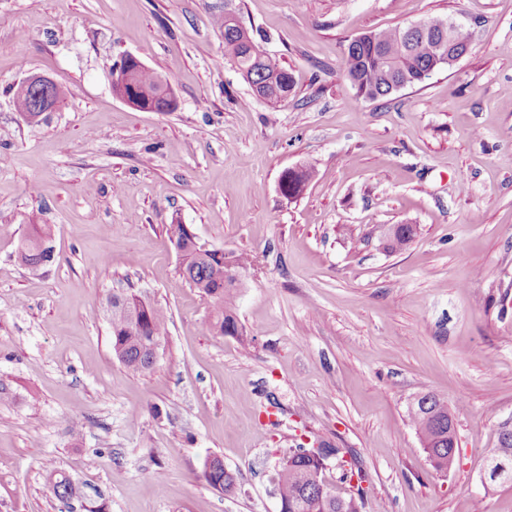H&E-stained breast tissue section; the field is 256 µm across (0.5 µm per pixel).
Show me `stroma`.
<instances>
[{"label": "stroma", "mask_w": 512, "mask_h": 512, "mask_svg": "<svg viewBox=\"0 0 512 512\" xmlns=\"http://www.w3.org/2000/svg\"><path fill=\"white\" fill-rule=\"evenodd\" d=\"M213 2L0 0V512H72L60 472L110 512H278L300 443L366 474L364 512H512V483L487 474L512 421V0H236L295 78L275 110L224 62ZM435 16L468 24L469 52L359 96L349 41ZM124 53L169 81L173 111L113 96ZM33 74L68 89L39 124L12 102ZM306 162L314 178L283 198L282 171ZM175 219L251 258L240 336L203 331ZM33 222L55 245L36 272L17 259ZM382 224L418 235L388 252ZM115 291L169 317L147 372L112 351ZM428 391L455 418L445 474L407 417ZM211 457L235 494L204 480Z\"/></svg>", "instance_id": "obj_1"}]
</instances>
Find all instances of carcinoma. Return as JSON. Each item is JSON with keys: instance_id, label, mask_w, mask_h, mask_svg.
<instances>
[{"instance_id": "obj_1", "label": "carcinoma", "mask_w": 512, "mask_h": 512, "mask_svg": "<svg viewBox=\"0 0 512 512\" xmlns=\"http://www.w3.org/2000/svg\"><path fill=\"white\" fill-rule=\"evenodd\" d=\"M214 26L224 38V59L231 63L249 84L252 91L275 109L288 101L294 78L286 68L272 61L249 31L237 21V9L214 8ZM453 51L448 34V19L431 17L426 20V33L412 34L409 28H389L365 32L353 38L343 57L346 77L363 98L375 101L394 92L392 85L415 87L448 67L445 56ZM113 94H119L138 107L151 104L158 112H168V86L161 76L144 65H134L119 81L112 82ZM16 110L29 112L37 105L30 92L17 91L13 95ZM315 173L313 164L302 166L301 171L280 176L284 190L296 184L309 182ZM378 239L391 252L404 249L416 237L414 224L377 227ZM166 235L171 244L184 249L185 269L180 278L203 293L213 305L211 319L205 330L225 335L238 332L235 313L237 289L224 285V257L212 254L199 256L184 225L174 220L166 225ZM53 233L46 225L33 224L31 231L18 249L19 261L32 271L54 260ZM168 315L162 308L148 305L141 323L132 326L117 322L111 325L113 351H122L118 360L133 373L150 370L140 352L142 338L160 341L164 335ZM408 418L419 435L423 449L433 468L439 472L454 464L455 447L448 436V405L432 392L417 395L408 406ZM339 453L337 448H292L283 458L278 472L279 508L284 512H362L363 492L336 499L335 487L313 481V474L328 456ZM496 466L503 474L489 473L493 481L512 478V440L499 441L496 448ZM203 478L213 488L230 494L237 489L238 476L218 466L203 471Z\"/></svg>"}]
</instances>
